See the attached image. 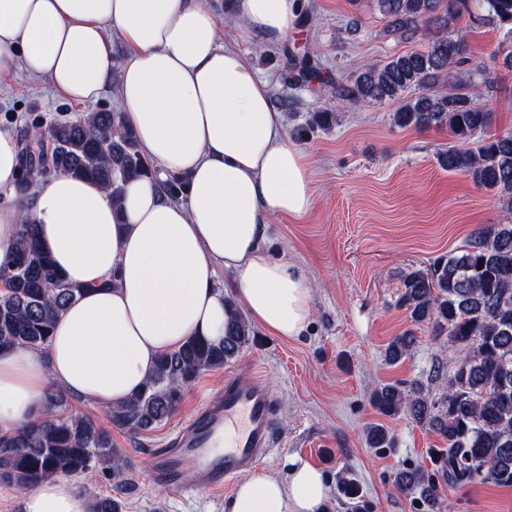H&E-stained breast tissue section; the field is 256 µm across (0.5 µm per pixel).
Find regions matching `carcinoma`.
<instances>
[{
    "instance_id": "carcinoma-1",
    "label": "carcinoma",
    "mask_w": 512,
    "mask_h": 512,
    "mask_svg": "<svg viewBox=\"0 0 512 512\" xmlns=\"http://www.w3.org/2000/svg\"><path fill=\"white\" fill-rule=\"evenodd\" d=\"M472 0H377L394 31L413 36L434 26L439 34L420 49L387 61L364 65L336 84V95L357 104H397L394 122L416 128L447 125L462 142L485 130L492 113L483 92L462 70L466 45L461 34H448L470 12ZM492 23L512 37V0H477ZM317 62L294 58L288 66L290 86L318 78ZM448 84L445 92L429 89ZM425 94L406 97L412 88ZM18 192L52 166L56 171L100 182L120 205L122 182L151 169L134 135L124 128L119 112H88L63 119L44 133H28ZM441 163L451 172L468 175L479 188L495 191L512 206V132L478 141L473 151L450 147ZM0 349L27 347L45 353L56 317L81 295L82 289L63 279L29 224L21 225L10 262L0 264ZM400 303L411 321L427 323L436 338L462 352L451 375L437 367L432 379L444 381L442 393L414 382L387 384L376 391L380 413L406 415L432 432L442 444L428 449L429 464L399 474L396 488L414 496L424 512H448L447 489L473 483L512 487V224L476 230L465 244L432 266L404 276ZM410 329L387 346L390 364L399 363L416 343ZM255 341L254 331L238 312L224 338L187 340L163 355L144 388L130 401L110 409L112 424L147 431L168 419L184 390L199 375L221 368ZM60 391L45 398L44 413L29 426L0 429V480L27 489L56 474L80 475L97 467L116 484L125 481L126 465L113 447L112 434L95 418L67 411ZM110 496L95 498L94 512H123Z\"/></svg>"
}]
</instances>
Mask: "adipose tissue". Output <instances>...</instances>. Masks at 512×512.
I'll use <instances>...</instances> for the list:
<instances>
[{"instance_id":"ef3b65f1","label":"adipose tissue","mask_w":512,"mask_h":512,"mask_svg":"<svg viewBox=\"0 0 512 512\" xmlns=\"http://www.w3.org/2000/svg\"><path fill=\"white\" fill-rule=\"evenodd\" d=\"M301 10L300 0H225L223 16L276 43ZM218 18L209 0H0V78L20 68L84 104L116 93L144 156L185 182L174 200L162 179L130 177L117 207L95 180L58 173L0 207V263L31 224L58 273L84 289L58 317L45 361L0 353V428L32 423L55 387L108 407L128 401L162 355L222 339L235 307L282 338L308 326L309 281L263 243L268 215L310 209V165ZM220 267L232 290L216 287ZM329 492L308 463L283 476L260 468L237 485L231 512H320ZM22 510L93 512V500L83 480L53 476Z\"/></svg>"}]
</instances>
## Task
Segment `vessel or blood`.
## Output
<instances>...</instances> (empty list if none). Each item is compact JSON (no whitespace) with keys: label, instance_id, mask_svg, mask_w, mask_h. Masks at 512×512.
I'll return each mask as SVG.
<instances>
[{"label":"vessel or blood","instance_id":"vessel-or-blood-1","mask_svg":"<svg viewBox=\"0 0 512 512\" xmlns=\"http://www.w3.org/2000/svg\"><path fill=\"white\" fill-rule=\"evenodd\" d=\"M276 397L260 377L224 378L219 395L205 400L165 447L154 453L153 475L179 487L184 458L196 461V490L222 491L249 473L275 445Z\"/></svg>","mask_w":512,"mask_h":512}]
</instances>
